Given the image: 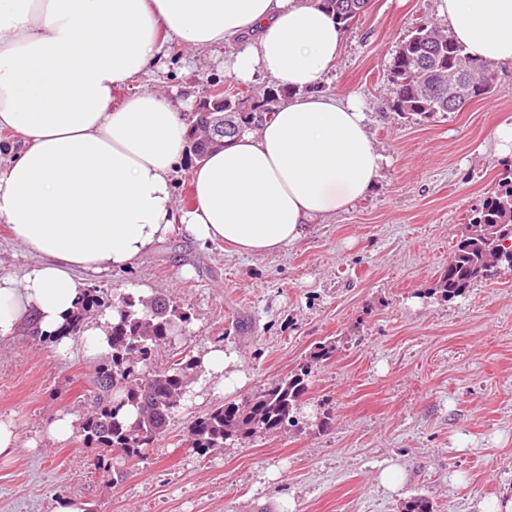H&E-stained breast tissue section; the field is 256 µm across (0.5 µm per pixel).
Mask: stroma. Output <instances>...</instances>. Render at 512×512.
<instances>
[{
	"label": "stroma",
	"mask_w": 512,
	"mask_h": 512,
	"mask_svg": "<svg viewBox=\"0 0 512 512\" xmlns=\"http://www.w3.org/2000/svg\"><path fill=\"white\" fill-rule=\"evenodd\" d=\"M436 15L435 0H370L346 31L322 88L360 100L385 162L374 188L347 212L309 225L280 253L255 257L173 232L130 269L83 273L109 308L134 285L190 315L155 365L211 346L234 351L243 387L219 393L199 377L147 460L115 473L78 438L50 440L57 412L83 418L98 362L62 358L50 341H0V420L19 446L0 460V512H405L426 496L434 512H512V271L454 299L437 282L473 209L506 165L496 128L512 123V65L494 95L459 112L410 122L386 109L397 43ZM227 49L164 46L156 66L115 93L146 89L196 103L229 84ZM334 347L318 365L298 427L197 453L187 427L214 405L241 401ZM330 425L321 428L322 415ZM399 466L397 490L378 476Z\"/></svg>",
	"instance_id": "1"
}]
</instances>
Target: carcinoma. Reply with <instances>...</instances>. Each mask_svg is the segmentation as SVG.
I'll list each match as a JSON object with an SVG mask.
<instances>
[{"instance_id": "1", "label": "carcinoma", "mask_w": 512, "mask_h": 512, "mask_svg": "<svg viewBox=\"0 0 512 512\" xmlns=\"http://www.w3.org/2000/svg\"><path fill=\"white\" fill-rule=\"evenodd\" d=\"M332 12L341 29L349 30L370 0H319ZM472 66L483 68L487 83L471 94L474 100L488 97L497 87L495 66L471 57L464 46L430 21H422L402 39L392 53L387 70L391 85L388 109L399 117L420 121L450 112L448 83L461 78ZM289 91L272 85L254 95L232 94L222 88L208 91L204 109L224 106L227 138L253 130L272 119ZM501 189L486 197L469 217L473 226L457 240L437 288L453 299L486 279L485 272L502 261L512 271V165L505 169ZM117 320L110 331L112 352L94 380L98 390L92 410L79 425L81 440L128 462L141 459L166 434L180 409L185 390L201 375L200 359L184 357L143 380L138 365L153 364L159 346L174 342L190 321L189 314L169 299L149 301L131 293L113 300ZM331 344H321L310 360L290 371L247 400L225 402L191 423L187 445L194 451L222 448L224 442L245 441L254 429L274 432L295 427L297 410L309 390L313 366L333 356Z\"/></svg>"}]
</instances>
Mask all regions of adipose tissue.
<instances>
[{"label": "adipose tissue", "mask_w": 512, "mask_h": 512, "mask_svg": "<svg viewBox=\"0 0 512 512\" xmlns=\"http://www.w3.org/2000/svg\"><path fill=\"white\" fill-rule=\"evenodd\" d=\"M468 53L512 64V0H436ZM230 47L236 79L287 87L273 119L198 164L195 204L174 209L186 123L166 93H114L160 60L164 41ZM343 33L315 0H0V129L23 150L0 166V223L34 263L0 277V341L22 331L58 354H109L111 313L69 325L83 271L129 269L174 230L263 256L367 195L384 163L352 99L323 93ZM221 391L242 386L236 354L201 358Z\"/></svg>", "instance_id": "ef3b65f1"}]
</instances>
